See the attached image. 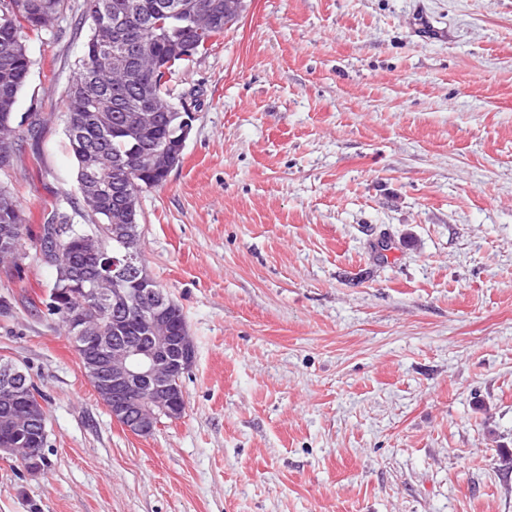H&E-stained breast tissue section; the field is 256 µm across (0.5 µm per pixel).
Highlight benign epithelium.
I'll list each match as a JSON object with an SVG mask.
<instances>
[{
	"instance_id": "7a95c632",
	"label": "benign epithelium",
	"mask_w": 512,
	"mask_h": 512,
	"mask_svg": "<svg viewBox=\"0 0 512 512\" xmlns=\"http://www.w3.org/2000/svg\"><path fill=\"white\" fill-rule=\"evenodd\" d=\"M100 46L113 49L112 77L114 88H120L128 78L129 59L122 50L128 37L127 28L118 23L103 25ZM183 112L179 145L186 146L195 115L187 100H182ZM130 264L129 256L114 255L102 263L95 276L85 280L72 278L89 286L81 289L84 309L70 314L72 341L82 352L97 355L86 377L112 418L125 422V427L138 436H149L160 426L162 418L173 421L182 418L186 408L183 389L176 386L178 377L191 368L195 346L188 328L174 330L165 322L170 303L154 287V278L148 273L136 276L131 288H110L109 280ZM137 306L136 321L145 326V335L126 336L130 305ZM112 312V335H101L100 328L88 323V312L100 316ZM25 370L8 362L0 365V459L21 463L27 472L41 470L43 449L18 448L14 438L42 426L40 434H47L42 400L26 389Z\"/></svg>"
}]
</instances>
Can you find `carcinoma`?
<instances>
[{"mask_svg": "<svg viewBox=\"0 0 512 512\" xmlns=\"http://www.w3.org/2000/svg\"><path fill=\"white\" fill-rule=\"evenodd\" d=\"M179 2L186 8L194 0H89L85 22L90 35L79 60L78 72L64 93L66 136L76 162V194L70 203L76 210H89L98 223L80 226L69 224L64 213L53 215L33 226L20 206L10 179L0 180V252L11 254L6 245L15 237L38 250L55 227L64 229L57 244L58 255L52 263L38 260L53 268L54 280L46 298L30 301L31 306L44 305L46 314L62 328H67L69 313L83 306V295L74 286L66 288L65 272L73 267L84 274L98 268V256L81 249L78 235L85 231L102 234L109 225H117L119 238H106V249L129 250L137 254L138 265L146 268L141 251L140 212L123 210L128 198H138L144 191L163 186L167 178L160 170L161 157L174 151L176 129L182 113L167 112V119L158 124L143 123L137 112H122L125 127L116 132L106 130L96 118L102 110L112 108L116 93L104 91L93 81L96 73L112 59L109 51L96 49L97 14L110 6V19L123 20L134 31L141 49L148 55L163 58L169 54L168 43L184 38L192 47L194 57L206 54L213 41L224 35L226 27L236 20H224V0H208L213 5L214 21L201 34L168 27L163 13L165 3ZM66 9V0H0V150L13 153L22 162L19 131L5 125V116H13L18 98L35 61L29 52L30 40L53 33L55 22ZM163 74L154 68L142 67L134 72L130 86L121 92L122 101L142 100L143 89L161 83Z\"/></svg>", "mask_w": 512, "mask_h": 512, "instance_id": "obj_1", "label": "carcinoma"}]
</instances>
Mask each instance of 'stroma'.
<instances>
[{
  "label": "stroma",
  "instance_id": "35a3bbf8",
  "mask_svg": "<svg viewBox=\"0 0 512 512\" xmlns=\"http://www.w3.org/2000/svg\"><path fill=\"white\" fill-rule=\"evenodd\" d=\"M85 11L29 43L35 224L94 221L59 107ZM170 87L193 131L141 242L194 341L185 414L112 418L28 256L0 357L45 398L47 465L0 460V512H512V0H252Z\"/></svg>",
  "mask_w": 512,
  "mask_h": 512
}]
</instances>
